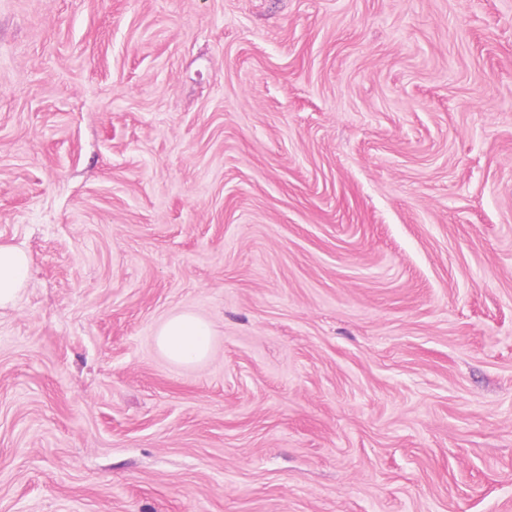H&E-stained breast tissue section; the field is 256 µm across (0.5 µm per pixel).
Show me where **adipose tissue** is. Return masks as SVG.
<instances>
[{
  "label": "adipose tissue",
  "mask_w": 512,
  "mask_h": 512,
  "mask_svg": "<svg viewBox=\"0 0 512 512\" xmlns=\"http://www.w3.org/2000/svg\"><path fill=\"white\" fill-rule=\"evenodd\" d=\"M31 259L20 247L0 244V308L14 304L26 286ZM159 350L174 362L193 364L206 358L211 350L209 323L191 313L168 317L155 337Z\"/></svg>",
  "instance_id": "1"
}]
</instances>
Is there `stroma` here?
<instances>
[{
	"instance_id": "35a3bbf8",
	"label": "stroma",
	"mask_w": 512,
	"mask_h": 512,
	"mask_svg": "<svg viewBox=\"0 0 512 512\" xmlns=\"http://www.w3.org/2000/svg\"><path fill=\"white\" fill-rule=\"evenodd\" d=\"M1 242L0 512H512V0H0ZM31 259L20 247L0 244V308L15 303L26 286ZM159 350L174 362L193 364L206 358L211 350L209 323L191 313L168 317L155 335Z\"/></svg>"
}]
</instances>
